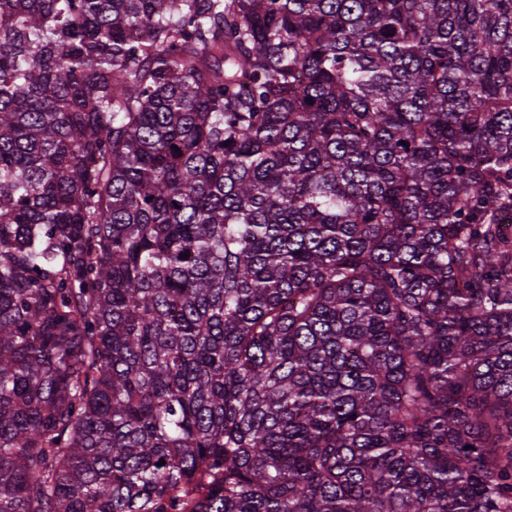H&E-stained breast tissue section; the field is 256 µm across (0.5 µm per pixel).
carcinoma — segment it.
Masks as SVG:
<instances>
[{"label":"carcinoma","mask_w":512,"mask_h":512,"mask_svg":"<svg viewBox=\"0 0 512 512\" xmlns=\"http://www.w3.org/2000/svg\"><path fill=\"white\" fill-rule=\"evenodd\" d=\"M506 214L512 0H0V512H512Z\"/></svg>","instance_id":"cac0c4a2"}]
</instances>
